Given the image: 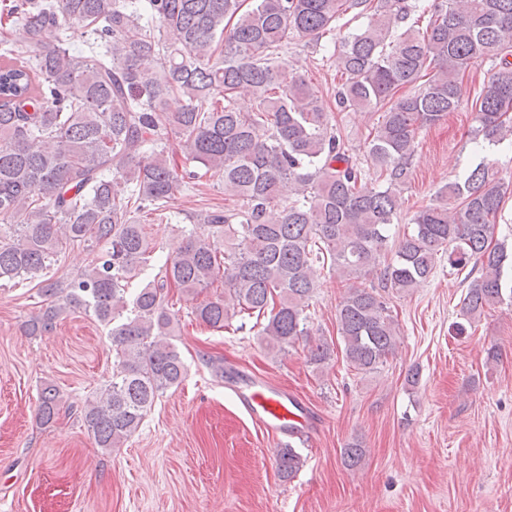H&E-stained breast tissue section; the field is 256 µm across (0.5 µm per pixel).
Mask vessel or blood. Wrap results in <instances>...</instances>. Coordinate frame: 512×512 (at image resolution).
Here are the masks:
<instances>
[{
    "mask_svg": "<svg viewBox=\"0 0 512 512\" xmlns=\"http://www.w3.org/2000/svg\"><path fill=\"white\" fill-rule=\"evenodd\" d=\"M236 396L249 416L259 421L271 435H295L312 425V415L306 412L297 396L271 395L256 383L237 391Z\"/></svg>",
    "mask_w": 512,
    "mask_h": 512,
    "instance_id": "1",
    "label": "vessel or blood"
}]
</instances>
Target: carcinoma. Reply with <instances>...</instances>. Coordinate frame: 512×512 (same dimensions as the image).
Instances as JSON below:
<instances>
[{
  "instance_id": "carcinoma-1",
  "label": "carcinoma",
  "mask_w": 512,
  "mask_h": 512,
  "mask_svg": "<svg viewBox=\"0 0 512 512\" xmlns=\"http://www.w3.org/2000/svg\"><path fill=\"white\" fill-rule=\"evenodd\" d=\"M3 11L16 26L0 38V282L85 248L92 259L76 277L38 283L42 304L26 333L43 336L81 311L107 330L113 357L112 379L79 410L46 385L41 424L76 416L106 452L139 429L187 373L172 342L174 288L195 298L221 283L196 319L218 330L253 315L256 335L280 352L310 335L312 266L327 263L340 279L362 280L336 313L345 359L360 373L396 351L384 293L413 291L442 260L478 273L462 299L468 319L512 302V254L493 241L507 188L486 164L440 188L385 260L419 131L458 110L469 69L486 60L493 73L472 140L512 146V0H11ZM348 11L368 15L366 26L336 30ZM418 12L429 13L423 30L407 24ZM74 22L87 34L79 50L65 39ZM331 32L344 76L337 106L383 110L366 141L371 178L320 91L280 63L288 40ZM245 96L251 111L237 106ZM193 163L224 182L233 207L187 215L209 233L181 230L154 279L133 290L156 249L141 215L168 217L181 182L201 178ZM330 360L328 344L310 349L316 367ZM363 460L359 445L343 449L346 468ZM300 466L294 448L279 450L281 478Z\"/></svg>"
}]
</instances>
